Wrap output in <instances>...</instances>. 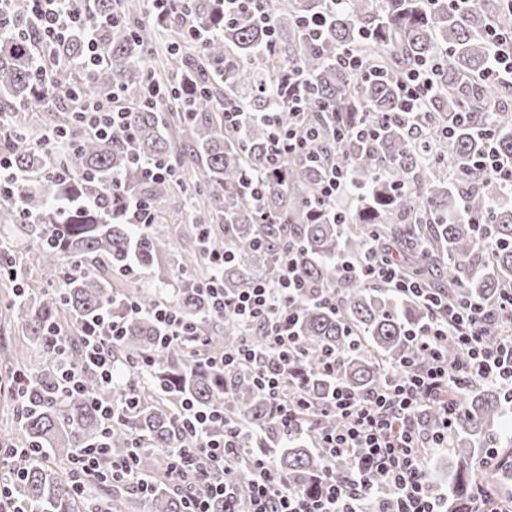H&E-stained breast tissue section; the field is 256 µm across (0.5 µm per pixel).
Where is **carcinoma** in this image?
Here are the masks:
<instances>
[{"mask_svg": "<svg viewBox=\"0 0 512 512\" xmlns=\"http://www.w3.org/2000/svg\"><path fill=\"white\" fill-rule=\"evenodd\" d=\"M113 0H75L71 7L98 17L112 14ZM189 8L205 29L203 55L192 48L176 19L161 22L168 44L162 50L158 80L171 94L195 90L188 109L166 111L152 101L137 100L127 109L126 124L105 138L82 132L64 101L74 94L102 99L121 85L137 95L147 77L153 26L134 25L127 18L137 6H122L126 20L103 27L99 49L103 61L83 69L82 35L55 45L66 64L40 74L34 51L39 37L27 20L25 0H15L10 17L15 27L0 30V132L13 166L36 181L22 184L27 213L12 202L0 201V241L5 268L17 277L0 278L21 285L25 294L14 300V311L29 344L0 353V363L26 372L27 395L37 405L21 418L24 443L53 449L60 461L50 468L34 456H16L10 463L12 491L28 512H84L89 505L72 490L71 464L81 448L105 441L114 457H124L142 436L153 447L138 454V470L153 480L146 495L150 512H182L184 491L172 492L160 474L156 453L177 443L175 409L179 397L204 409L218 408L251 432L249 443L277 449V466L307 490L323 476L324 461L306 433L288 435L271 412L253 380L231 381L224 372L202 363V356L181 346H161L163 330L147 314L128 313V304L148 297L175 302L193 321L197 335L207 339V352L219 355L236 345L243 333L229 315L212 313L199 284L211 275L199 250L178 254L177 243L189 238L201 243L210 235L236 254L224 265V288L232 291L254 277L275 282L282 273V251L296 249L309 290L295 303L296 330L308 350L306 392L316 404L326 402L335 380L316 371L322 351L342 359L338 379L366 393L385 381L386 368L409 352L408 331L429 319L415 300L360 278L345 277L338 259L362 261L370 245L391 247L406 272L429 288L448 292L460 302L495 301L512 282V206L509 190L472 167L492 131L499 154L512 159V106L502 100L500 86L482 79L490 66L488 30L506 11L501 0L484 6L448 4V0H343L327 15L322 38L310 43L299 18L322 9V0H281L273 4L271 24L278 51L264 53L268 28L250 22L224 23L220 0H193ZM353 48L372 62L374 76L363 78L340 66L337 51ZM441 59L439 88L428 103L430 120L419 135L429 144L425 152L409 126L396 117L401 104L397 81L402 71L425 59ZM299 65L311 77L305 111L322 130L319 149L324 166L352 167L366 176L361 195L345 223H333L334 201L319 200L321 169L305 153L288 156L280 171L266 177L271 152L270 128L252 122L240 130L224 127V101L234 99L253 112H275L283 125L293 122L288 103L277 95L280 80ZM25 112L43 113L42 128L64 129L73 149L60 155L58 166L69 171L60 181L45 177L51 160L39 148V135L23 123ZM365 113L376 122L377 139L361 142L335 134L332 115L352 122ZM451 131L446 137L442 131ZM161 161L184 173L201 172L202 189L191 193L187 182L173 184L143 174L133 161ZM453 170L448 179L443 173ZM263 176L265 210L273 224L262 223L244 186L247 178ZM147 204L153 223L168 220L170 199L190 202L185 222L170 230L138 228L122 204L128 197ZM487 223L495 243L486 252L478 241L474 220ZM31 240L43 279L51 289L36 291L25 267L13 262L17 241ZM152 271L160 292L118 288L112 276L128 265ZM191 267L189 277L181 269ZM328 290L337 293L340 307L320 301ZM124 322L125 336L112 348L123 365L153 356L140 385L141 406L121 416L102 438L103 424L90 399L104 393L99 377L82 373L83 391L54 397L53 358L46 345L48 329H59L68 343L72 364L81 366L84 348L81 326L98 321L105 312ZM44 364L36 367L31 354ZM459 419L451 434L448 467V512L469 501L475 482L491 489L506 485L507 474L488 464L474 472L475 460L495 449L512 459V436L500 433L508 404L495 387L474 382L456 393ZM440 409L428 406L418 426L431 430L440 423ZM232 496L213 502L212 512L243 507L250 492L245 461L235 466Z\"/></svg>", "mask_w": 512, "mask_h": 512, "instance_id": "cac0c4a2", "label": "carcinoma"}]
</instances>
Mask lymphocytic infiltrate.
Masks as SVG:
<instances>
[{"label": "lymphocytic infiltrate", "mask_w": 512, "mask_h": 512, "mask_svg": "<svg viewBox=\"0 0 512 512\" xmlns=\"http://www.w3.org/2000/svg\"><path fill=\"white\" fill-rule=\"evenodd\" d=\"M68 0H29L31 13L43 39V65L51 68L60 60L52 52L54 43L73 34L86 41L85 65L100 59L96 31L103 23H119L118 15L101 19L71 10ZM439 76L434 60L418 63L401 76L402 113L409 126L422 119L425 103L433 97ZM123 88L113 89L104 100H79L74 104L76 121L87 132L102 136L122 124L125 109ZM272 170H279L288 154L316 152L318 130L304 118L287 127L273 126ZM211 266L206 294L216 313L232 315L245 330L237 346L211 357L214 367L226 376H252L258 389L289 432L304 430L303 416L310 411L302 373L304 352L295 331L294 304L304 296L308 285L301 275L295 251L282 255V275L271 284L254 278L234 296L224 292L223 270L234 253L221 245L205 243ZM341 272L369 282H382L394 290L420 299L431 318L410 331V353L391 365L384 384L376 390L359 394L343 383H336L327 412L339 418L334 428L316 429L313 445L323 454L326 473L315 491L298 488L288 475L278 470L269 452L248 448L245 434L234 423L224 420L218 409H202L192 400H184L176 413L186 442L162 452L161 458L171 484L180 488L191 485L185 498V512H210L212 498L226 495L234 472L233 460L239 453L249 455L252 475L250 497L244 512H364L363 502L374 493L377 483L392 492L390 501L379 504L378 512H446L445 496L437 492L429 479L427 459L448 447V433L457 421L458 407L448 393L479 380L503 389L512 398V289L505 290L496 303L471 300L452 301L425 293L419 283L405 276L392 256L370 250L363 264L340 259ZM133 311L149 314L164 329V345L189 346L204 350L192 322L170 301L133 303ZM124 331L114 320L107 335L97 326L83 329L85 347L83 367L68 363L61 337H48L57 369V393L64 396L79 392L83 369L93 370L105 393L94 399L93 407L104 425L119 419V405L136 401V385L122 376L112 360L111 346ZM455 337L461 354L448 358L442 342ZM122 389L121 401H114L112 390ZM433 402L442 405L440 426L431 432L417 428L416 420ZM73 486L78 497H86L90 487L87 476L131 484L146 494L151 485L137 471V456L111 457L107 448L83 449L73 468Z\"/></svg>", "instance_id": "1"}]
</instances>
